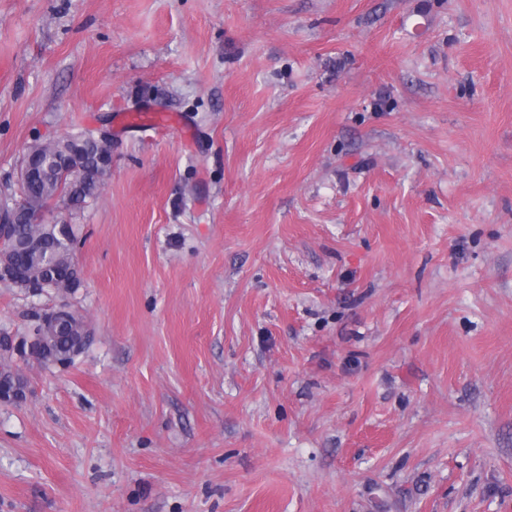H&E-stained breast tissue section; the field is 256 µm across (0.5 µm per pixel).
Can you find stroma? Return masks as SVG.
<instances>
[{
    "mask_svg": "<svg viewBox=\"0 0 512 512\" xmlns=\"http://www.w3.org/2000/svg\"><path fill=\"white\" fill-rule=\"evenodd\" d=\"M99 128L0 512H512V0H0V201Z\"/></svg>",
    "mask_w": 512,
    "mask_h": 512,
    "instance_id": "35a3bbf8",
    "label": "stroma"
}]
</instances>
